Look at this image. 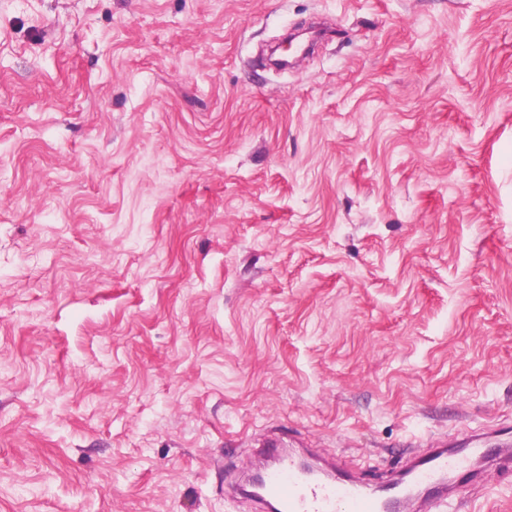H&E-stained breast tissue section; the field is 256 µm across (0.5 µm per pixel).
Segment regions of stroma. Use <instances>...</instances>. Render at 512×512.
Wrapping results in <instances>:
<instances>
[{
	"label": "stroma",
	"mask_w": 512,
	"mask_h": 512,
	"mask_svg": "<svg viewBox=\"0 0 512 512\" xmlns=\"http://www.w3.org/2000/svg\"><path fill=\"white\" fill-rule=\"evenodd\" d=\"M486 425L512 0H0V512H247L266 435L378 482Z\"/></svg>",
	"instance_id": "stroma-1"
}]
</instances>
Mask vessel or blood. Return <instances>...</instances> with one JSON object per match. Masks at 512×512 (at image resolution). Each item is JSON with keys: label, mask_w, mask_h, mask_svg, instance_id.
Returning <instances> with one entry per match:
<instances>
[{"label": "vessel or blood", "mask_w": 512, "mask_h": 512, "mask_svg": "<svg viewBox=\"0 0 512 512\" xmlns=\"http://www.w3.org/2000/svg\"><path fill=\"white\" fill-rule=\"evenodd\" d=\"M248 466L235 492L253 512H466L472 489L512 466V435L491 427L453 445H430L376 486L342 459L307 463L298 448L253 450Z\"/></svg>", "instance_id": "obj_1"}]
</instances>
